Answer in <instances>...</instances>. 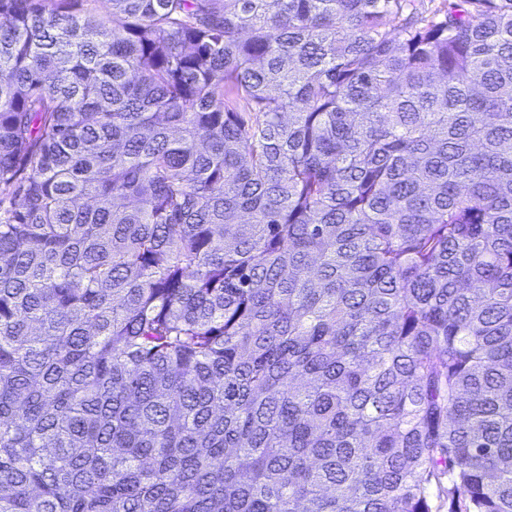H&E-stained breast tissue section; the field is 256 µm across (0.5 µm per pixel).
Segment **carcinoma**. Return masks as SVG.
Returning <instances> with one entry per match:
<instances>
[{"label":"carcinoma","mask_w":512,"mask_h":512,"mask_svg":"<svg viewBox=\"0 0 512 512\" xmlns=\"http://www.w3.org/2000/svg\"><path fill=\"white\" fill-rule=\"evenodd\" d=\"M512 512V0H0V512Z\"/></svg>","instance_id":"1"}]
</instances>
